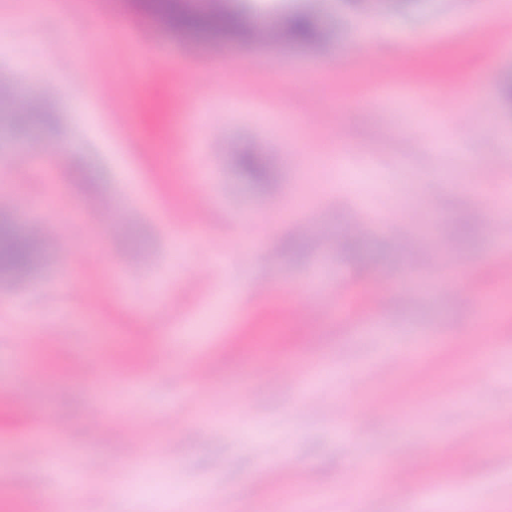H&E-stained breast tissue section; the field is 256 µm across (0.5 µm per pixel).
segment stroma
Returning a JSON list of instances; mask_svg holds the SVG:
<instances>
[{"label": "stroma", "instance_id": "35a3bbf8", "mask_svg": "<svg viewBox=\"0 0 512 512\" xmlns=\"http://www.w3.org/2000/svg\"><path fill=\"white\" fill-rule=\"evenodd\" d=\"M313 4L300 45L0 0V82L54 92L23 131L0 105L6 219L42 254L0 282V512L69 483L66 512H448L469 486L512 512V9ZM133 436L170 456L133 463Z\"/></svg>", "mask_w": 512, "mask_h": 512}]
</instances>
